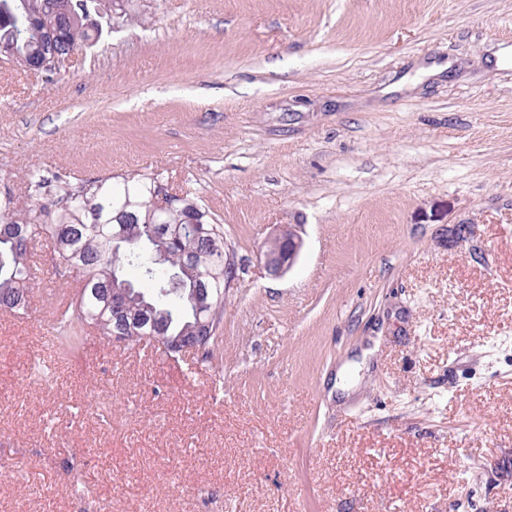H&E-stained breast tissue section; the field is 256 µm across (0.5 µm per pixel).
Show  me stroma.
I'll return each mask as SVG.
<instances>
[{
	"mask_svg": "<svg viewBox=\"0 0 512 512\" xmlns=\"http://www.w3.org/2000/svg\"><path fill=\"white\" fill-rule=\"evenodd\" d=\"M126 10L0 60V190L157 175L238 275L207 363L0 310V512H512V0ZM286 230H288L287 236L285 234ZM283 237H285L284 241L287 242V250H285V252L271 253L265 250L262 253L264 266L270 275L274 277H281L290 272L296 264L303 247V240L301 236L292 227L281 230L279 234L270 238L269 241L282 239Z\"/></svg>",
	"mask_w": 512,
	"mask_h": 512,
	"instance_id": "obj_1",
	"label": "stroma"
}]
</instances>
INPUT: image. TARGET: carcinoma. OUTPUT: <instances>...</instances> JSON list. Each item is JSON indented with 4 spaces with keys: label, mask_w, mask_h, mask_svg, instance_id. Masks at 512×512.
I'll list each match as a JSON object with an SVG mask.
<instances>
[{
    "label": "carcinoma",
    "mask_w": 512,
    "mask_h": 512,
    "mask_svg": "<svg viewBox=\"0 0 512 512\" xmlns=\"http://www.w3.org/2000/svg\"><path fill=\"white\" fill-rule=\"evenodd\" d=\"M120 0H0V47L24 71H53L56 63L94 46ZM25 210L0 192V309L31 308L33 246L50 248L56 268L76 282L61 313V344L77 347L93 325L123 342L202 343L213 356L224 288L235 265L224 248V225L188 192L169 195L151 174L82 179L38 175ZM126 292L127 309L116 323L113 290Z\"/></svg>",
    "instance_id": "carcinoma-1"
}]
</instances>
